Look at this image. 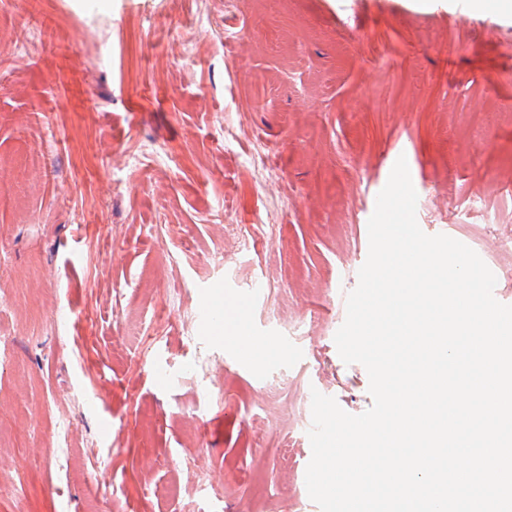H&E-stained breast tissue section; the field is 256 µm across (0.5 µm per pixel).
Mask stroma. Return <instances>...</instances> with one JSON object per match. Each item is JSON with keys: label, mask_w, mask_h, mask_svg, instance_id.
Returning a JSON list of instances; mask_svg holds the SVG:
<instances>
[{"label": "stroma", "mask_w": 512, "mask_h": 512, "mask_svg": "<svg viewBox=\"0 0 512 512\" xmlns=\"http://www.w3.org/2000/svg\"><path fill=\"white\" fill-rule=\"evenodd\" d=\"M458 2L0 0V512H321L393 158L512 305V12ZM216 297L279 356L238 364Z\"/></svg>", "instance_id": "obj_1"}]
</instances>
